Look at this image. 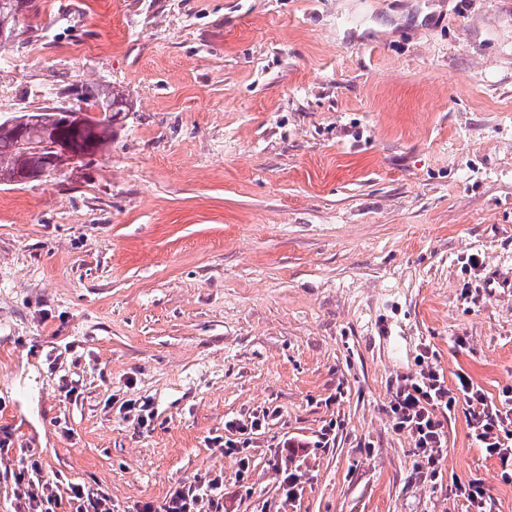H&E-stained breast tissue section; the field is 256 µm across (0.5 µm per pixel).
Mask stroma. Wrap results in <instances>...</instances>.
Here are the masks:
<instances>
[{
  "label": "stroma",
  "instance_id": "1",
  "mask_svg": "<svg viewBox=\"0 0 512 512\" xmlns=\"http://www.w3.org/2000/svg\"><path fill=\"white\" fill-rule=\"evenodd\" d=\"M96 85L109 150L0 182V512L26 453L55 512L215 474L223 512H512L465 407L436 484L385 410L426 348L512 388V0H31L0 119ZM88 99L91 105H102L104 107L112 106L111 117H106L100 121L91 132L86 133L90 149L95 153H104L112 144V140L117 135V128L121 126L125 118L124 112L131 109V101L128 95L121 89L116 87H99L92 86L87 89ZM265 418L253 416L249 420L238 419L235 421H229L225 425V429L230 433L231 436L224 437V445H220V450L225 455H233L242 453L243 447L248 444L251 437L259 432L264 425ZM450 492L457 497H463L470 507L474 508V512H486L487 493L483 485L476 481H453V486L449 488ZM69 490L70 500L77 505V512H112V502L106 493L99 490L94 492L80 483H71Z\"/></svg>",
  "mask_w": 512,
  "mask_h": 512
}]
</instances>
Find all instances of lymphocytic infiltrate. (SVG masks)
Listing matches in <instances>:
<instances>
[{
    "label": "lymphocytic infiltrate",
    "instance_id": "f902f5d3",
    "mask_svg": "<svg viewBox=\"0 0 512 512\" xmlns=\"http://www.w3.org/2000/svg\"><path fill=\"white\" fill-rule=\"evenodd\" d=\"M432 357V352L423 351L419 370L402 377L386 409L393 431L412 439L417 474L437 483L448 447L445 421L462 403L468 407L472 437L502 466L512 467V414L498 410L467 375L459 373L447 381ZM223 497V480L217 476L176 485L161 503H142L136 512H203L219 507Z\"/></svg>",
    "mask_w": 512,
    "mask_h": 512
}]
</instances>
